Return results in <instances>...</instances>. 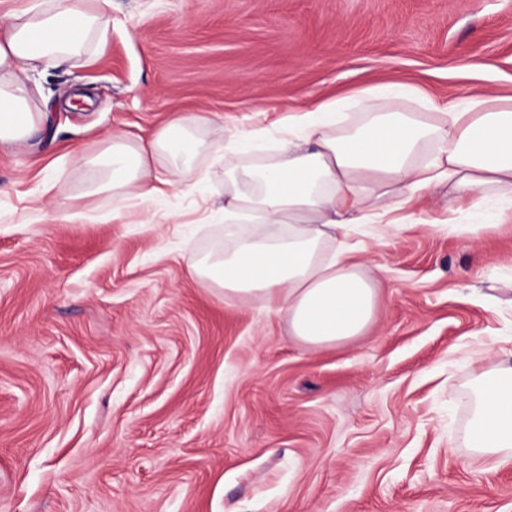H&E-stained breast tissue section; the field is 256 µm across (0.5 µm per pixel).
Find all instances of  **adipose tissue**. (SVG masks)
<instances>
[{
    "label": "adipose tissue",
    "instance_id": "1",
    "mask_svg": "<svg viewBox=\"0 0 512 512\" xmlns=\"http://www.w3.org/2000/svg\"><path fill=\"white\" fill-rule=\"evenodd\" d=\"M111 0H33L0 24V151L27 144L45 120L38 75L88 48L103 51ZM208 118L172 119L148 141L109 137L94 157H77L85 192L119 207L149 206L166 190L191 189L198 132ZM168 161L164 170L154 166ZM448 185L469 208L512 209V96L437 102L416 87L376 86L290 117L272 159L224 172L223 250L190 268L223 290L228 304L257 302L283 315L301 343L332 345L371 323L378 289L350 260L354 224H376ZM467 446L497 466L512 464V365L477 378Z\"/></svg>",
    "mask_w": 512,
    "mask_h": 512
}]
</instances>
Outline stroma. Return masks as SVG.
Masks as SVG:
<instances>
[{
  "label": "stroma",
  "instance_id": "1",
  "mask_svg": "<svg viewBox=\"0 0 512 512\" xmlns=\"http://www.w3.org/2000/svg\"><path fill=\"white\" fill-rule=\"evenodd\" d=\"M102 53L39 78L50 133L0 152V512H512L473 462L471 382L512 363V213L427 195L357 224L361 336L310 347L189 262L222 241L233 134L374 85L512 94V0H112ZM211 116L162 224L84 196L77 155ZM57 180L43 191L47 167Z\"/></svg>",
  "mask_w": 512,
  "mask_h": 512
}]
</instances>
